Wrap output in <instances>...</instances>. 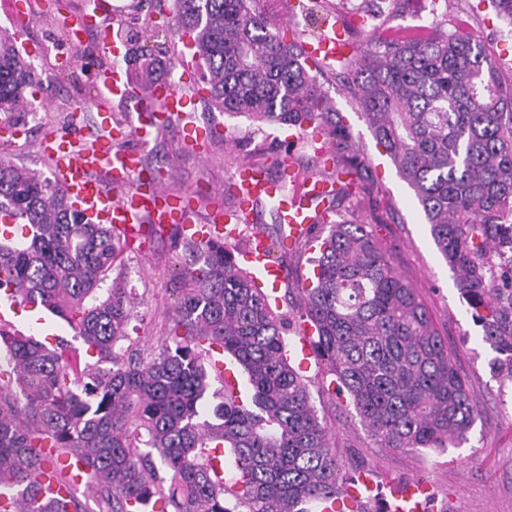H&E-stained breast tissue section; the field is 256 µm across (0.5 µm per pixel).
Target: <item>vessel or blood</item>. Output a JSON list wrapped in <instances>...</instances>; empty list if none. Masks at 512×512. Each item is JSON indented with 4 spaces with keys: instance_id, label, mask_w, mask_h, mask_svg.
Segmentation results:
<instances>
[{
    "instance_id": "obj_1",
    "label": "vessel or blood",
    "mask_w": 512,
    "mask_h": 512,
    "mask_svg": "<svg viewBox=\"0 0 512 512\" xmlns=\"http://www.w3.org/2000/svg\"><path fill=\"white\" fill-rule=\"evenodd\" d=\"M94 21V15L89 13L68 18L66 39L69 44L80 47L81 34ZM339 31V24H332L330 32L308 44L309 63L323 64L351 54L350 43L340 37ZM100 45L105 53L112 55L114 62L98 69V93L103 100L126 109L129 120L136 123L135 131L141 142H148L163 125L175 124L183 118L191 102L187 93L176 87H164L151 97H142L118 64L119 58L128 51L126 43L106 29L102 32ZM42 147L55 183L75 200L87 220L112 225L127 240L137 241L172 225L178 226L183 235L197 240L220 236L223 231L219 224L197 223V205L191 198L168 193L156 183L128 186V179L139 170L140 155L134 150L113 149L111 137H103L80 149L68 133L54 131L47 134ZM236 181L241 186L236 222L254 223L257 203L278 200L289 229L288 238L292 241L305 238L312 205L329 188L328 182L294 166L289 167L287 179L279 180L246 161L237 163ZM292 186L298 187V197L289 195L288 189ZM266 246L263 234L252 231L243 258L264 278L275 281L279 278L278 269L270 261ZM424 493L425 488L419 483L395 492L397 512H423Z\"/></svg>"
}]
</instances>
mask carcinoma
<instances>
[{
  "label": "carcinoma",
  "mask_w": 512,
  "mask_h": 512,
  "mask_svg": "<svg viewBox=\"0 0 512 512\" xmlns=\"http://www.w3.org/2000/svg\"><path fill=\"white\" fill-rule=\"evenodd\" d=\"M260 0H173L176 34L193 36L209 107L256 129L288 127L332 152L314 175L364 187L373 173L310 66L301 33L271 27ZM135 83L149 92L179 66L134 40ZM376 144L411 188L434 243L457 276L485 339L512 365V82L463 31L370 38L336 72ZM15 45L0 40V112L22 124L43 88ZM0 215L29 234L0 233V288L36 301L86 346L82 359L0 325V494L18 512H84L68 465L106 512H312L349 495L307 380L286 358L287 331L314 327L311 346L350 397L379 448L443 451L476 419L454 353L373 225L313 224L312 276L296 313H277L226 240L177 241L186 258L159 351L132 325L136 296L114 260L133 247L89 224L57 185L0 158ZM244 380L230 393L212 359ZM232 476L215 482L211 452Z\"/></svg>",
  "instance_id": "carcinoma-1"
}]
</instances>
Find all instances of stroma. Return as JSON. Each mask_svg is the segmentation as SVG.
Here are the masks:
<instances>
[{"instance_id":"1","label":"stroma","mask_w":512,"mask_h":512,"mask_svg":"<svg viewBox=\"0 0 512 512\" xmlns=\"http://www.w3.org/2000/svg\"><path fill=\"white\" fill-rule=\"evenodd\" d=\"M292 0H262L260 7L270 21L280 28L300 31L304 40L321 32V21L331 17L343 24L355 44H363L368 33L362 22L377 16L381 29L389 32L409 30L416 22L431 26L435 13L447 12L446 30L463 29L478 37L487 53L500 66L505 80L512 81V26L497 17L489 0H448L447 5L432 0H304L295 10ZM25 37L40 45L30 62L38 75L55 73L53 85L36 93L19 138H0V158L48 173L41 142L47 131H66L81 142H90L105 134L98 112L88 121L73 123L63 119L58 105L61 100L91 102L96 92L93 71L107 63L98 40L85 42L81 51H73L61 42L58 34L42 21L28 23ZM339 111L346 113L363 155L369 160L380 189L343 200L342 217L376 222L380 235L403 274L417 289L439 331L447 337L457 365L466 378L478 409L467 444L438 453L423 449L417 452L394 451L376 447L362 427L347 397L327 393L330 378L317 358H310L299 372L307 379L311 400L320 420L336 435V455L347 476H369L377 486L373 499L375 512H383L391 486L409 481L427 485L429 512H512V378L507 375L503 356L485 339L462 300L454 272L438 253L424 213L413 193L399 178L389 158L380 154L369 128L353 112L348 98L335 82L325 84ZM189 119L202 127L237 126L244 141L246 160L269 167L270 157L284 141H291L300 171L311 169L313 148L307 140L288 139L286 130L249 127L243 118H230L209 111L200 98H193ZM180 128L173 125L141 145L136 136L113 140L116 150L140 149L144 168L162 173L163 186L178 194L192 192L199 204L197 220L206 223L209 205L221 200L225 209H233L236 199L229 188L233 168L224 158V141L214 138L204 148L193 149L179 144ZM180 234L168 230L149 238L140 252L124 255L122 264L130 287L142 302L137 309L138 334L152 349L161 345L162 328L171 314L176 297V274L180 268L175 242ZM279 269L275 295L279 311L289 312L295 301L291 288L296 287L310 270L306 259L298 255L274 252Z\"/></svg>"}]
</instances>
